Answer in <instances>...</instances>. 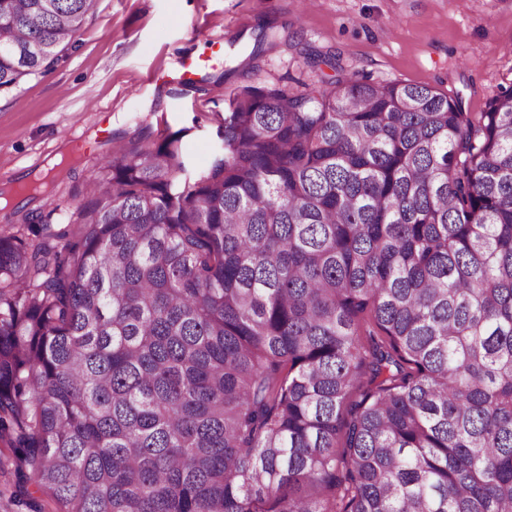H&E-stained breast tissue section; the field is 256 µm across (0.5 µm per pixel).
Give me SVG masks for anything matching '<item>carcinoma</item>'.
I'll list each match as a JSON object with an SVG mask.
<instances>
[{"label": "carcinoma", "mask_w": 512, "mask_h": 512, "mask_svg": "<svg viewBox=\"0 0 512 512\" xmlns=\"http://www.w3.org/2000/svg\"><path fill=\"white\" fill-rule=\"evenodd\" d=\"M95 0H0V94ZM112 141L75 229L0 231L27 512H512V85L342 74ZM34 486L41 496L29 492Z\"/></svg>", "instance_id": "carcinoma-1"}]
</instances>
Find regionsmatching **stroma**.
Here are the masks:
<instances>
[{"label": "stroma", "instance_id": "1", "mask_svg": "<svg viewBox=\"0 0 512 512\" xmlns=\"http://www.w3.org/2000/svg\"><path fill=\"white\" fill-rule=\"evenodd\" d=\"M291 45L263 44L256 68L242 69L263 23ZM339 54L345 74L403 81L461 96L482 111L512 84V0H96L60 61L0 96V226L22 214L63 228L107 161V142L133 133L185 130L189 170L217 149L230 96L253 85L303 90L336 76L305 64L303 52ZM200 70L177 81L183 63Z\"/></svg>", "mask_w": 512, "mask_h": 512}]
</instances>
